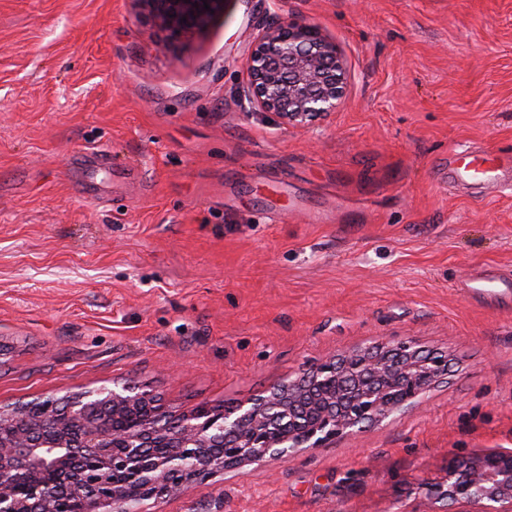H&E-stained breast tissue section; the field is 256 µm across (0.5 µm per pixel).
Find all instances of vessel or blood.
<instances>
[{
	"label": "vessel or blood",
	"mask_w": 512,
	"mask_h": 512,
	"mask_svg": "<svg viewBox=\"0 0 512 512\" xmlns=\"http://www.w3.org/2000/svg\"><path fill=\"white\" fill-rule=\"evenodd\" d=\"M448 183L452 186L478 183L489 188L512 186V155L489 146L457 147L448 157ZM464 286L470 298L496 303L505 290L512 288V276L485 268L470 274Z\"/></svg>",
	"instance_id": "b4317fda"
}]
</instances>
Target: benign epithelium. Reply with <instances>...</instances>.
I'll return each instance as SVG.
<instances>
[{
	"instance_id": "1",
	"label": "benign epithelium",
	"mask_w": 512,
	"mask_h": 512,
	"mask_svg": "<svg viewBox=\"0 0 512 512\" xmlns=\"http://www.w3.org/2000/svg\"><path fill=\"white\" fill-rule=\"evenodd\" d=\"M131 2L155 28L156 48L170 53L224 9V0ZM347 85L346 60L320 26L289 15L259 25L242 88L250 111L272 113L285 128L308 129L336 111ZM447 375V356L407 340L336 356L258 398L224 407L216 418L174 413L151 392L128 386L49 396L41 416L23 418L15 436L0 443V512H35L8 486L23 475L32 495L45 498L36 478L48 465L80 492L85 512H141V502L226 469L327 448L409 409ZM144 400L157 407L149 423L125 435L106 429L109 417ZM119 470L126 480H108ZM420 490L443 512L456 505L512 512V448L451 460L442 477L420 483Z\"/></svg>"
}]
</instances>
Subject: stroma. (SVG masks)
Listing matches in <instances>:
<instances>
[{
    "label": "stroma",
    "instance_id": "stroma-1",
    "mask_svg": "<svg viewBox=\"0 0 512 512\" xmlns=\"http://www.w3.org/2000/svg\"><path fill=\"white\" fill-rule=\"evenodd\" d=\"M289 14L349 71L304 130L239 92ZM466 143L512 154V0H226L175 55L131 0H0V406L114 383L221 407L411 338L450 363L419 406L144 507L438 512L420 482L512 448V304L462 289L512 271V190L448 186Z\"/></svg>",
    "mask_w": 512,
    "mask_h": 512
}]
</instances>
